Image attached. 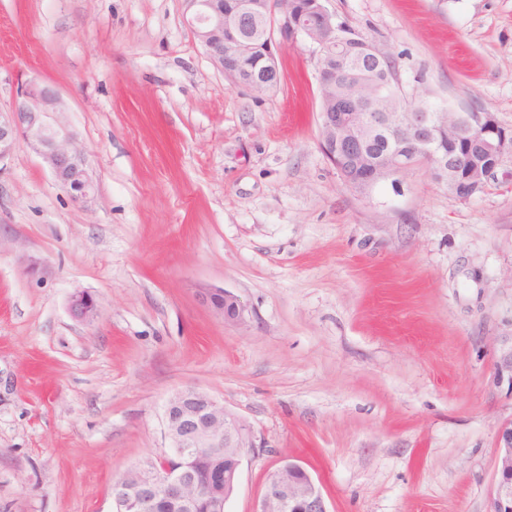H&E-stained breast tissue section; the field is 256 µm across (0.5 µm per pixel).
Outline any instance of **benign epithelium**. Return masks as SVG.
I'll return each mask as SVG.
<instances>
[{"mask_svg": "<svg viewBox=\"0 0 512 512\" xmlns=\"http://www.w3.org/2000/svg\"><path fill=\"white\" fill-rule=\"evenodd\" d=\"M192 9L189 24L212 63L236 78L233 61L247 56L250 46L242 30L248 18L265 11L276 0H185ZM290 19L279 16L278 29L293 40L314 48L318 83L325 89L366 81L364 64L344 56L336 64V18L325 0ZM268 70L247 76L250 88L281 73L267 43ZM362 98L348 99L349 112L327 109L319 113L320 147L343 182L363 193L374 185L416 166L420 158L432 175L448 185V192L466 201L483 192L488 180L512 158V129L489 112H358ZM59 100L49 86L30 84L20 91L7 112H0V160L12 154L19 140L31 144L56 181L75 201L94 193L85 153L73 135L55 127L46 117L58 111ZM202 301L224 321L240 324L245 307L238 296L222 289L201 292ZM71 315L91 323L100 314L96 299L77 292L69 301ZM497 381L512 390V348L496 363ZM168 451L126 469L112 481L116 512H196L200 485L195 469L201 449L213 462L224 461L217 482L226 493L209 501L211 512H225L238 482L245 455L254 447L250 430L209 393L195 387L179 391L163 413ZM255 512H329L320 483L298 462L288 460L269 471L266 490ZM487 512H512V422L501 427L496 450V480Z\"/></svg>", "mask_w": 512, "mask_h": 512, "instance_id": "obj_1", "label": "benign epithelium"}]
</instances>
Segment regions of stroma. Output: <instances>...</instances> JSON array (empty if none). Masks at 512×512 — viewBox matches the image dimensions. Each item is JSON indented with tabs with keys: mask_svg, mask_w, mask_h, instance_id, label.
<instances>
[{
	"mask_svg": "<svg viewBox=\"0 0 512 512\" xmlns=\"http://www.w3.org/2000/svg\"><path fill=\"white\" fill-rule=\"evenodd\" d=\"M327 7L407 95L512 127V0ZM187 19L185 0H0V111L52 87L95 185L74 202L23 141L0 160V512H113L188 386L255 437L226 512L289 459L329 512H486L512 421V161L466 201L425 167L356 192L319 146L312 47L274 34L281 83L258 97ZM202 301L207 304L225 322L240 324L245 320V307L238 296L224 289L201 291ZM69 311L77 320L91 323L100 314V307L96 299L88 292H77L69 301Z\"/></svg>",
	"mask_w": 512,
	"mask_h": 512,
	"instance_id": "stroma-1",
	"label": "stroma"
}]
</instances>
